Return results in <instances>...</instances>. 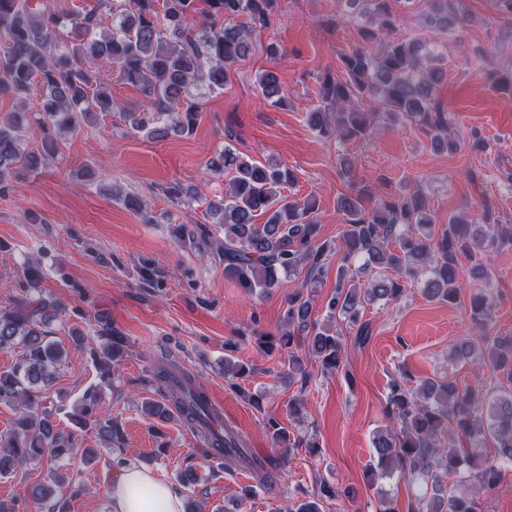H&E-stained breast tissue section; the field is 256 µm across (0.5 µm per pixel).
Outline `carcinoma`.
Here are the masks:
<instances>
[{
    "label": "carcinoma",
    "instance_id": "cac0c4a2",
    "mask_svg": "<svg viewBox=\"0 0 512 512\" xmlns=\"http://www.w3.org/2000/svg\"><path fill=\"white\" fill-rule=\"evenodd\" d=\"M344 16L352 18L364 44L340 55L342 75L324 76L322 105L308 113L312 129L341 142L370 139L380 115L404 120L432 135L439 152H456L453 114L435 99L444 70L439 47L399 32V11L410 0H343ZM277 0H92L83 11L63 15L52 0H0V98L17 110L0 122V192L12 188L16 170L40 168L54 147V132H74L87 116L112 111L109 80L115 77L140 89L145 108L125 113L131 128L150 139L193 131L203 94L224 89L230 73L251 51L250 37L271 24ZM112 18L109 27L104 18ZM427 26L458 37L468 16L461 0H430ZM262 97L273 104L285 95L278 73L262 72L257 80ZM35 110L28 111L30 102ZM42 133L41 147L30 148L29 126ZM208 176L225 181L224 197L208 204V213L224 227L217 252L224 271L250 295H262L305 267L309 285L319 282L325 261L343 250L344 265L336 271V292L328 302L330 314L355 329L354 343L370 338L369 323L361 320L364 307L386 305L405 295L407 282L423 283L424 295L454 304L462 288V273L473 281L486 275V248L512 247V227L494 221L470 224L460 214L432 227L423 196L413 193L375 197L364 186L357 196L338 200L346 216L341 245L318 238V224L310 219L315 203L299 204L282 195L295 181L293 172L278 163L261 164L244 158L231 145L206 163ZM267 215L265 223L256 218ZM469 261L463 270L460 257ZM358 257L390 270L367 283L349 274ZM62 304L29 291L10 309H0V349L21 348V357L0 370V404L19 411L12 428L0 434V476L9 477L30 461L48 465L46 481L32 486L30 498L49 504L48 512H68V499L55 487L71 483L69 474L53 465L62 459L96 463L100 449L80 448L77 434L57 430L56 410L43 402L42 392L56 378L67 349L47 339L42 329L47 309ZM305 288L288 297L280 336H257L268 353L276 346L308 341V351L322 369L345 367L344 338L309 318ZM492 301L482 293L470 296L468 313L479 334L456 342L450 358L457 362L480 359L488 350L489 367L512 384V336H492L487 330ZM106 341L91 350L102 382L125 357V338L104 324ZM152 376L165 388L163 400L147 399L142 414L155 424L182 420L198 431L206 456L220 463L247 462L244 441L232 430L218 435L210 425L209 400L203 386L170 363L154 367ZM391 426L373 439L376 463L367 471L370 483L394 470L421 479L431 494L408 505V512H484L480 493L495 489L501 473L477 458L445 445L441 438L462 433L480 442H493L500 455L512 460V387L489 396L476 389L462 390L452 380L424 379L417 386L392 381L385 406ZM81 433L99 437L107 448H118L123 433L105 415L99 388L87 389L69 414ZM268 434L280 454L288 456L300 443L273 416L266 419ZM464 465L477 469L478 486L463 491L440 482ZM338 495L322 482L316 495L290 512H321V499Z\"/></svg>",
    "mask_w": 512,
    "mask_h": 512
}]
</instances>
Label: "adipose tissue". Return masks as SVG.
<instances>
[{
  "label": "adipose tissue",
  "instance_id": "obj_1",
  "mask_svg": "<svg viewBox=\"0 0 512 512\" xmlns=\"http://www.w3.org/2000/svg\"><path fill=\"white\" fill-rule=\"evenodd\" d=\"M108 494L112 512H182V500L168 482L131 462L113 472Z\"/></svg>",
  "mask_w": 512,
  "mask_h": 512
}]
</instances>
